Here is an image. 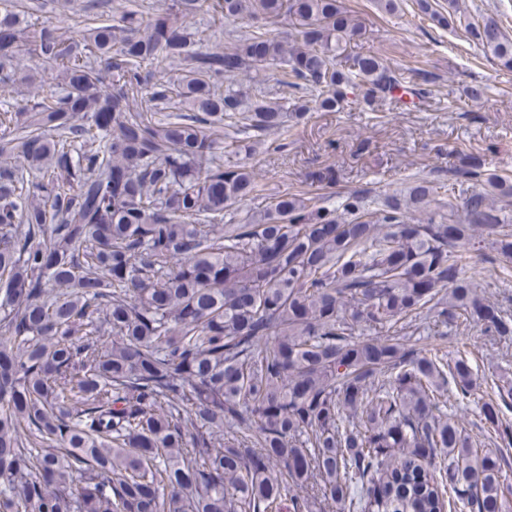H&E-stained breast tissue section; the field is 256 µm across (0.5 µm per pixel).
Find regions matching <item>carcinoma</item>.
I'll return each instance as SVG.
<instances>
[{
	"label": "carcinoma",
	"instance_id": "cac0c4a2",
	"mask_svg": "<svg viewBox=\"0 0 512 512\" xmlns=\"http://www.w3.org/2000/svg\"><path fill=\"white\" fill-rule=\"evenodd\" d=\"M447 2L414 5L512 73L500 22ZM205 4L247 24L233 47L190 30ZM105 7L74 33L0 0V512H509L512 475L456 414L469 357L421 340L512 344L470 262L487 241L512 277V174L465 154L446 184L289 189L226 224L259 182L224 166V126L281 150L310 112L434 86L377 53L341 68L342 0ZM273 67L280 99L233 87ZM496 389L480 409L510 446Z\"/></svg>",
	"mask_w": 512,
	"mask_h": 512
}]
</instances>
